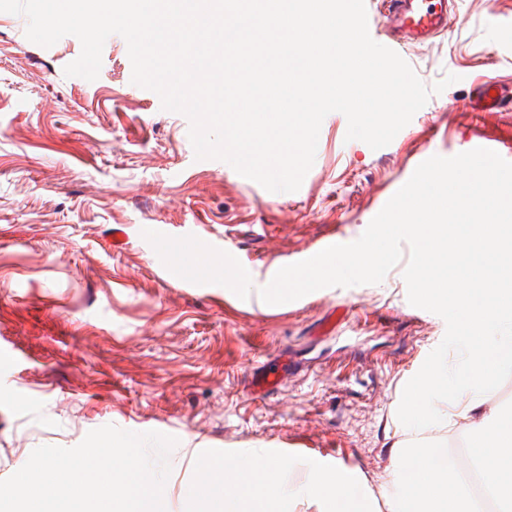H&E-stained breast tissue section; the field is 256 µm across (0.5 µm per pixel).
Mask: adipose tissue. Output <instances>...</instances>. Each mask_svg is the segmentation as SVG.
Returning <instances> with one entry per match:
<instances>
[{"mask_svg": "<svg viewBox=\"0 0 512 512\" xmlns=\"http://www.w3.org/2000/svg\"><path fill=\"white\" fill-rule=\"evenodd\" d=\"M287 457L243 451L215 464L223 482H213L205 495L216 502V512H289L292 503L318 506L319 512H377L373 494L358 486L345 471L318 463L306 481L289 484Z\"/></svg>", "mask_w": 512, "mask_h": 512, "instance_id": "obj_1", "label": "adipose tissue"}]
</instances>
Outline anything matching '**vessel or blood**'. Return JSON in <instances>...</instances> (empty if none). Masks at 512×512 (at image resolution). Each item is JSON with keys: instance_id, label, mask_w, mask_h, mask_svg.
Returning <instances> with one entry per match:
<instances>
[{"instance_id": "1", "label": "vessel or blood", "mask_w": 512, "mask_h": 512, "mask_svg": "<svg viewBox=\"0 0 512 512\" xmlns=\"http://www.w3.org/2000/svg\"><path fill=\"white\" fill-rule=\"evenodd\" d=\"M449 0H385L381 20L399 47L412 49L447 31Z\"/></svg>"}]
</instances>
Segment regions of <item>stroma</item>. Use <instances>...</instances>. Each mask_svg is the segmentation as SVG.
Masks as SVG:
<instances>
[{
  "instance_id": "35a3bbf8",
  "label": "stroma",
  "mask_w": 512,
  "mask_h": 512,
  "mask_svg": "<svg viewBox=\"0 0 512 512\" xmlns=\"http://www.w3.org/2000/svg\"><path fill=\"white\" fill-rule=\"evenodd\" d=\"M28 19L0 12V480L42 445L73 447L107 424L177 438L169 512H208L186 491L210 460L247 448L285 454L290 484L332 462L385 503L405 384L442 341L444 320L407 299L404 264L378 284L327 287L276 307L223 286L165 281L143 238L201 231L274 268L329 240L356 241L417 166L493 140L512 161V107L486 109L483 83L512 90V0H460L446 33L402 58L432 93L378 150L347 140L339 112L322 122L298 191L273 193L219 160H199L189 121L131 81L127 43L110 36L94 81L64 74L81 53L68 35L45 48ZM126 243L112 247V229ZM282 368L258 393L260 371ZM431 426L468 470L467 422Z\"/></svg>"
}]
</instances>
